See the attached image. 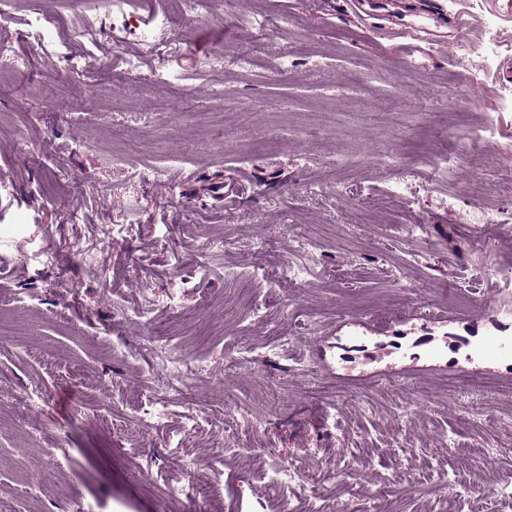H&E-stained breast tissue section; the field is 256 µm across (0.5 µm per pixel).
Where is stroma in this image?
Instances as JSON below:
<instances>
[{
	"instance_id": "stroma-1",
	"label": "stroma",
	"mask_w": 512,
	"mask_h": 512,
	"mask_svg": "<svg viewBox=\"0 0 512 512\" xmlns=\"http://www.w3.org/2000/svg\"><path fill=\"white\" fill-rule=\"evenodd\" d=\"M438 3L455 23L430 33L409 30L414 0L173 13L185 50L147 65L181 75L178 93L126 76L115 59L140 46L114 42L102 8L95 65L68 71L82 17L18 0L63 49L34 51L10 23L28 67L0 72V500L13 512H211L218 499L223 512H295L320 468L355 490L321 485L331 512H370L394 469L406 475L388 488L395 512H472L460 484L482 471L488 512H512V373L406 356L419 336L470 335L475 316L512 336V286L488 265L512 266V223L467 220L490 205L512 215V187L497 182L512 168V107L499 103L512 92V0ZM259 7L281 25L257 52L245 22ZM488 20L493 58L463 53ZM216 46L219 72L200 63ZM463 92L493 137L449 111ZM475 139L487 146L472 156ZM406 166L427 182L417 202L360 212ZM143 167L161 179H135ZM116 211L137 236L113 232ZM296 258L314 275L291 292L274 275ZM228 262L239 282L225 281ZM172 293L178 307L138 316ZM156 326L205 366L160 427L142 418L167 385ZM280 334L284 353L266 350ZM31 391L41 401L23 405ZM178 445L201 458L211 499L170 489ZM265 461L289 470L282 490L265 484Z\"/></svg>"
}]
</instances>
